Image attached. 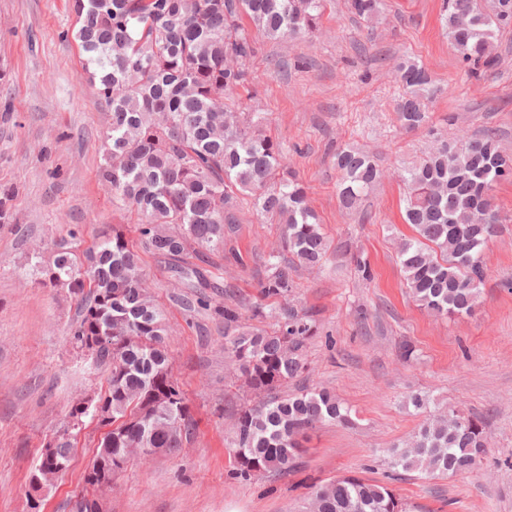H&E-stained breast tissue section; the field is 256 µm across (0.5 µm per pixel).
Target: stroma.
<instances>
[{
	"label": "stroma",
	"mask_w": 512,
	"mask_h": 512,
	"mask_svg": "<svg viewBox=\"0 0 512 512\" xmlns=\"http://www.w3.org/2000/svg\"><path fill=\"white\" fill-rule=\"evenodd\" d=\"M441 7L442 0H381L378 20L368 22L347 0H325L315 37L257 38L248 83L227 102L266 113L333 249L322 269L294 275V302L316 319L318 334L304 351L308 374L288 390L328 388L355 411L356 426L317 430L294 475L236 478L230 431L250 394L224 351V322L173 304L167 262L141 252L167 322L173 378L196 427L179 452L131 461L106 512H303L313 485L352 473L390 482L416 512H512V181L494 191L501 223L485 250L472 314L438 318L420 309L397 258L398 239L414 231L402 219L395 173L425 157L435 134L491 129L512 155V27L494 37L497 67L474 75L448 40ZM77 27L72 0H0V191H12L15 216L0 225V512H72L103 437L84 417L70 467L44 494L32 492L43 442L66 428L80 400L104 395L110 369L73 348L77 302L29 274L30 258L51 263L53 241L71 224L81 228L82 250L107 225L137 236L136 213L113 203L98 179L107 108L81 78ZM407 57L439 89L428 127L412 132L394 111L403 93L395 71ZM348 144L368 150L383 172L349 214L338 204L332 160ZM278 235V225L244 215L227 243L241 260L224 261L205 296L247 310ZM354 250L368 258L373 281L358 278ZM405 343L415 350L408 361L400 357ZM416 393L429 396L431 409L486 417L489 446L479 464L448 478L413 471L390 479L386 448L410 439L425 419L408 403Z\"/></svg>",
	"instance_id": "35a3bbf8"
}]
</instances>
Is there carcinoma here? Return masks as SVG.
<instances>
[{
  "instance_id": "obj_1",
  "label": "carcinoma",
  "mask_w": 512,
  "mask_h": 512,
  "mask_svg": "<svg viewBox=\"0 0 512 512\" xmlns=\"http://www.w3.org/2000/svg\"><path fill=\"white\" fill-rule=\"evenodd\" d=\"M324 0H73L76 38L88 53L85 78L99 85L109 112L99 178L112 198L138 216V242L114 225L77 253L78 226L56 243L52 263L36 261L42 284L65 290L79 305L72 343L92 362L110 367L101 412L117 424L100 447L112 449V468L124 470L127 448L173 452L194 430L185 398L163 346V311L149 291L138 249L170 260L173 300L213 308L224 319V351L258 401L233 425L236 475L292 474L302 466L309 432L325 424L352 427L351 409L318 386L291 395L278 388L307 371L303 351L316 336L312 316L290 303L299 267L323 266L329 242L305 187L288 168L280 144L267 135L266 117L224 104L246 82L254 42L244 21L269 40L312 38ZM381 0H348V10L371 21ZM448 40L466 62L493 67V33L512 27V0H444ZM405 93L396 106L407 130L429 121L436 89L417 62L395 73ZM342 209L357 207L382 173L354 148L335 154ZM404 221L416 236L398 242L406 288L423 309L440 317L470 314L485 280L483 254L500 223L493 192L512 180V158L495 134L443 138L422 161L400 170ZM281 225L265 260V276L249 319L273 313L276 327L255 328L233 305L211 306L188 288H216L194 263L200 250L224 254L239 231V198ZM483 419L453 410L429 414L415 436L386 449L393 469L432 478L472 469L486 453ZM55 454L71 459L69 432L56 435ZM306 512H407L384 483L339 476L312 491Z\"/></svg>"
}]
</instances>
